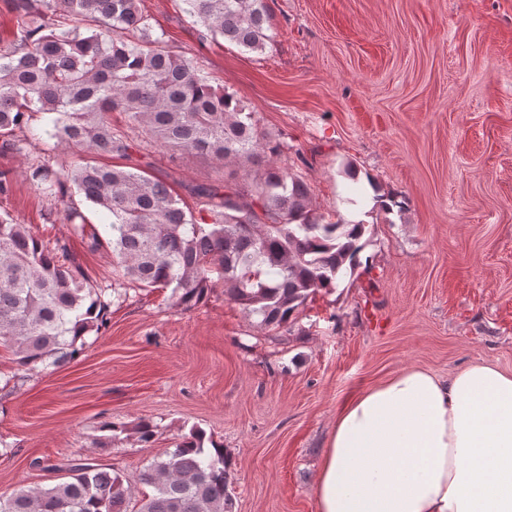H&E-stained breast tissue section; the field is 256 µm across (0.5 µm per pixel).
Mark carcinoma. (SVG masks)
Here are the masks:
<instances>
[{"label":"carcinoma","mask_w":512,"mask_h":512,"mask_svg":"<svg viewBox=\"0 0 512 512\" xmlns=\"http://www.w3.org/2000/svg\"><path fill=\"white\" fill-rule=\"evenodd\" d=\"M214 37L252 52L273 41L266 0H183ZM19 34L0 47V149L26 153L19 132L41 114L47 134L69 149L116 154L125 166L80 157L65 170L31 163L43 194L63 201V220L86 234L77 195L110 223L94 228L107 244L118 281L166 288L190 308L224 282V296L263 328L297 319L316 294L354 276L369 225L311 205L298 171L277 162L281 143L259 129L242 101L215 89L194 63L163 46L139 0H5ZM124 113L167 151H192L254 172L250 187L198 185L200 218L179 206L166 182L132 164L141 145L112 125ZM75 260L59 257L28 225L0 216V345L21 370L68 363L99 332L109 306ZM47 488L20 485L0 496V512H232L230 462L222 445L193 426L153 459L140 481L153 493L135 501L119 472L91 459L68 464Z\"/></svg>","instance_id":"obj_1"}]
</instances>
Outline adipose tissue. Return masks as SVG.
I'll return each instance as SVG.
<instances>
[{
  "mask_svg": "<svg viewBox=\"0 0 512 512\" xmlns=\"http://www.w3.org/2000/svg\"><path fill=\"white\" fill-rule=\"evenodd\" d=\"M316 512H512V374L412 367L338 413Z\"/></svg>",
  "mask_w": 512,
  "mask_h": 512,
  "instance_id": "1",
  "label": "adipose tissue"
}]
</instances>
